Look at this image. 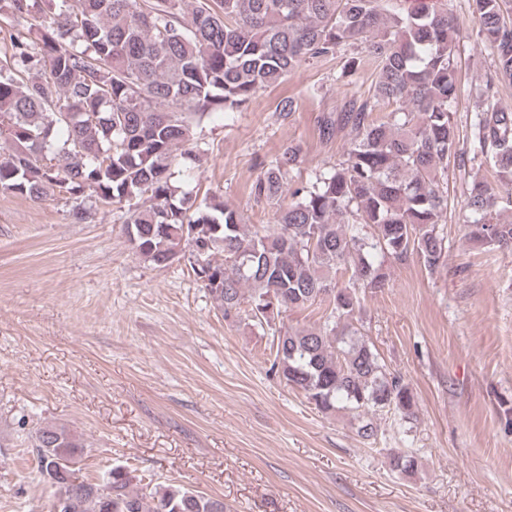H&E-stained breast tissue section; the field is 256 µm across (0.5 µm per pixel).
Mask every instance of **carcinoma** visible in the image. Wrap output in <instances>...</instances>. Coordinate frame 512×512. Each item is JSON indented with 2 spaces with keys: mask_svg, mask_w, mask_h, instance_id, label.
<instances>
[{
  "mask_svg": "<svg viewBox=\"0 0 512 512\" xmlns=\"http://www.w3.org/2000/svg\"><path fill=\"white\" fill-rule=\"evenodd\" d=\"M472 6L495 64L465 151L455 112L460 29L443 0H0V20H30L26 33L0 26V192L39 200L88 191L124 211L135 253L163 267L192 256L227 321L268 324L325 305L319 325L278 331L270 371L323 413L352 411L369 440L374 417L410 419L415 399L348 319L362 292L386 286L387 264L443 266L448 165L493 168L494 182L473 179L462 223L473 244L512 250V221L496 220L512 211V106L490 102L496 84L512 83V21L505 0ZM338 55L345 85L362 63L375 65L371 94L318 117L321 140L348 149L314 179L300 178L296 143L257 162L250 194L273 205L274 228L176 185L203 160L204 118L242 112L302 64ZM385 104L393 109L376 115ZM296 111L293 97L275 107L283 121ZM341 270L350 272L344 286ZM33 440L59 512H224V500L182 487L141 494L121 467L74 486L60 464L83 442L56 426ZM386 459L398 475L416 471L410 453Z\"/></svg>",
  "mask_w": 512,
  "mask_h": 512,
  "instance_id": "1",
  "label": "carcinoma"
}]
</instances>
